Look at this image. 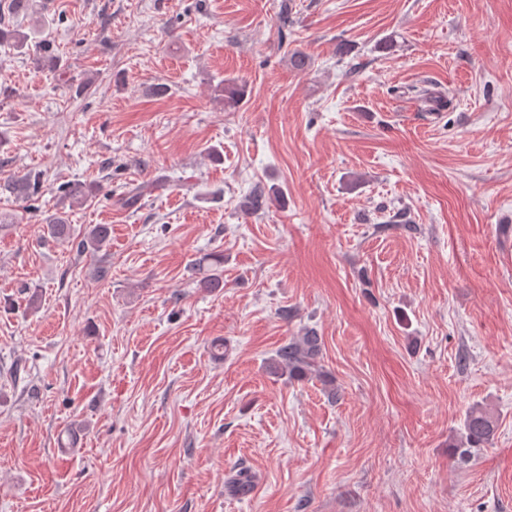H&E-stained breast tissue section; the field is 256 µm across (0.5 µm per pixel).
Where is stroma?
<instances>
[{
    "mask_svg": "<svg viewBox=\"0 0 512 512\" xmlns=\"http://www.w3.org/2000/svg\"><path fill=\"white\" fill-rule=\"evenodd\" d=\"M37 2L0 48V180L43 175L0 192V512H512V0ZM304 327L335 395L269 369ZM40 172H27L17 175L13 180L3 185V189L10 193H17L21 198H27L39 190L41 183ZM47 235L56 241L75 244L80 252H99L109 238L105 225H95L84 232L75 233L73 224H67L64 216L54 217L46 224ZM464 432L453 445L459 459L470 458L475 448H485L493 439L497 417L488 407L475 405L469 409L464 420Z\"/></svg>",
    "mask_w": 512,
    "mask_h": 512,
    "instance_id": "stroma-1",
    "label": "stroma"
}]
</instances>
